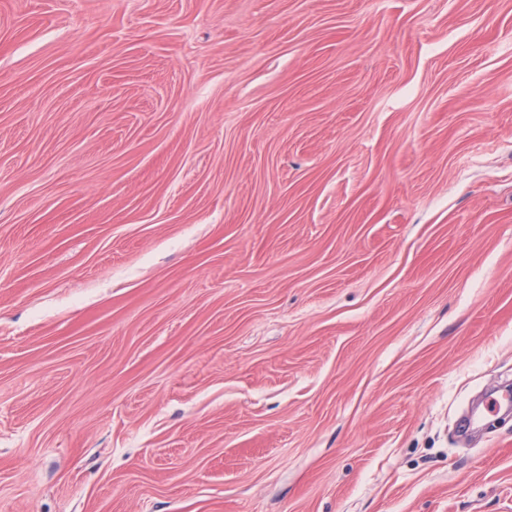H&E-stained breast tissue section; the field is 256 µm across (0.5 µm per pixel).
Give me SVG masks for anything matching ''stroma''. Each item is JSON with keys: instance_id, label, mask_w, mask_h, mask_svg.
<instances>
[{"instance_id": "obj_1", "label": "stroma", "mask_w": 512, "mask_h": 512, "mask_svg": "<svg viewBox=\"0 0 512 512\" xmlns=\"http://www.w3.org/2000/svg\"><path fill=\"white\" fill-rule=\"evenodd\" d=\"M512 0H0V512H512Z\"/></svg>"}]
</instances>
